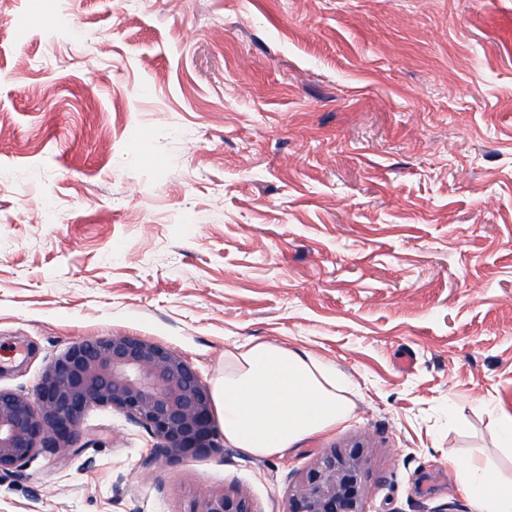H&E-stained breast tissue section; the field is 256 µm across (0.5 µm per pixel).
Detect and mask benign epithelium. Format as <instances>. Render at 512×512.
<instances>
[{
  "mask_svg": "<svg viewBox=\"0 0 512 512\" xmlns=\"http://www.w3.org/2000/svg\"><path fill=\"white\" fill-rule=\"evenodd\" d=\"M107 405L144 425L162 449L184 457L223 447L211 393L179 353L135 336L70 346L42 372L36 399L0 389V476L39 448L78 451L79 425ZM373 448L360 441L320 453L296 475L287 512H369L363 474ZM189 512H255L244 491H212Z\"/></svg>",
  "mask_w": 512,
  "mask_h": 512,
  "instance_id": "obj_1",
  "label": "benign epithelium"
}]
</instances>
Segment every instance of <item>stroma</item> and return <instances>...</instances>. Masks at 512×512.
<instances>
[{"label": "stroma", "mask_w": 512, "mask_h": 512, "mask_svg": "<svg viewBox=\"0 0 512 512\" xmlns=\"http://www.w3.org/2000/svg\"><path fill=\"white\" fill-rule=\"evenodd\" d=\"M250 341L333 363L352 416L283 456L157 447L109 406L0 512H286L374 449L370 512H473L454 465L512 415V0H0V388L75 343ZM413 360L410 369L399 365ZM188 512H256L252 500L244 491L228 494L225 491H212L195 503Z\"/></svg>", "instance_id": "35a3bbf8"}]
</instances>
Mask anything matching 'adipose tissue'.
<instances>
[{
  "label": "adipose tissue",
  "instance_id": "ef3b65f1",
  "mask_svg": "<svg viewBox=\"0 0 512 512\" xmlns=\"http://www.w3.org/2000/svg\"><path fill=\"white\" fill-rule=\"evenodd\" d=\"M350 381L335 366L282 344L236 346L214 390L224 440L257 457H279L345 421L354 404ZM459 490L475 512H512V486H491L475 462L455 467Z\"/></svg>",
  "mask_w": 512,
  "mask_h": 512
}]
</instances>
